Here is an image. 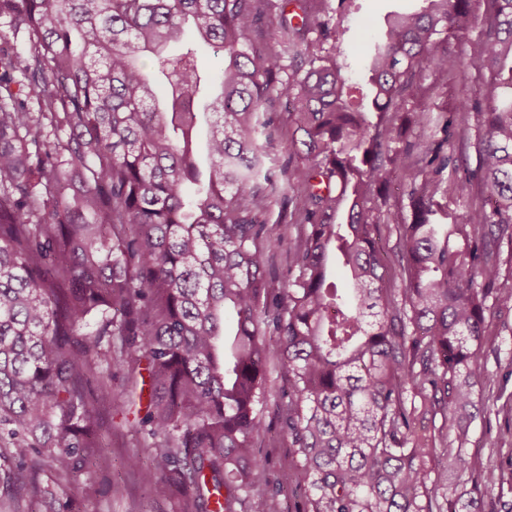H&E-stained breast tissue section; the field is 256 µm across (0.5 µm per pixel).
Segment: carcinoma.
I'll use <instances>...</instances> for the list:
<instances>
[{
    "instance_id": "1",
    "label": "carcinoma",
    "mask_w": 512,
    "mask_h": 512,
    "mask_svg": "<svg viewBox=\"0 0 512 512\" xmlns=\"http://www.w3.org/2000/svg\"><path fill=\"white\" fill-rule=\"evenodd\" d=\"M354 2L0 0L26 44L0 47V447L12 454L0 508L26 512L15 487L37 465L85 467L96 409L132 403L107 383L125 367L148 373L144 481L191 489L188 512H231L265 480L253 442L266 432L269 335L311 512H453L444 474L470 495L496 485L494 468L448 449V420L463 443L493 345L486 313L512 307L500 259L512 246V0H487L464 61L486 96L478 164L462 177L441 145L411 149L431 104L406 91L447 76L471 0L389 15L364 53L367 99L351 28L330 24ZM268 23L286 49L251 47ZM203 47L220 59L211 93ZM279 98L304 147L292 179L305 232L271 306L278 239L256 208L274 174L256 134ZM394 170L406 191L391 210ZM383 225L397 234L393 276ZM333 258L349 287L330 280Z\"/></svg>"
}]
</instances>
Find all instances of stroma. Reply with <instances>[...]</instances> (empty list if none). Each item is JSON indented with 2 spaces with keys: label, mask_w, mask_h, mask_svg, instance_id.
<instances>
[{
  "label": "stroma",
  "mask_w": 512,
  "mask_h": 512,
  "mask_svg": "<svg viewBox=\"0 0 512 512\" xmlns=\"http://www.w3.org/2000/svg\"><path fill=\"white\" fill-rule=\"evenodd\" d=\"M414 4L415 0H359L357 13L336 14L332 21L353 27L354 47L359 50L379 30L386 14L412 8ZM478 34V29L473 28L453 41L447 79L441 81L428 76L414 86L417 97L430 98L435 111L460 110L456 134L460 142L473 139L476 124L473 112L462 111V104L485 95L484 88L463 66V59ZM264 111L271 119L259 136L266 165L281 172L296 168L300 155L291 145L295 129L293 116L276 100L268 103ZM301 208L299 191L281 175L258 211L259 220L280 237L279 247L268 264V276L280 289L288 285L289 264L303 233ZM488 321L496 347L485 355L487 372L479 383L482 398L477 404V418L470 427L465 450L483 464L501 471L500 484L476 496L474 512H512V311L491 314ZM287 390L277 359H270L262 411L267 431L254 442L256 453L266 463L267 479L257 484L252 493L267 498L272 512H309L305 489L298 486L296 474L288 465L294 448L281 415ZM138 418L134 410L125 415L99 411V441L108 471L103 473L91 467L79 472L77 478L84 483L86 494L84 499L73 502L69 499L67 479L48 467L37 468L23 479L19 491L28 512H61L67 502L71 503L72 512H184L189 499L187 493L176 490L163 478L154 485H146L140 469L129 464L134 457L145 463L150 460L148 448L135 431Z\"/></svg>",
  "instance_id": "35a3bbf8"
}]
</instances>
